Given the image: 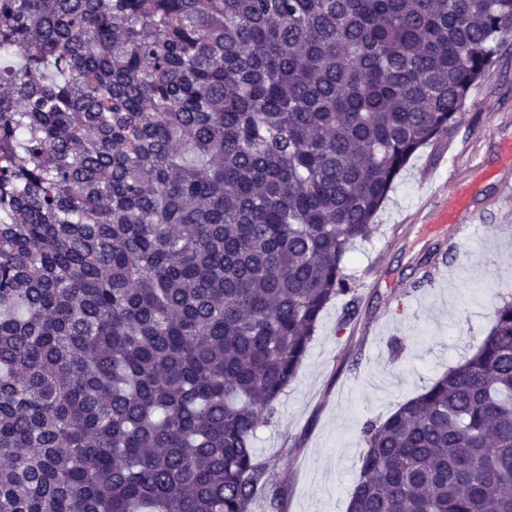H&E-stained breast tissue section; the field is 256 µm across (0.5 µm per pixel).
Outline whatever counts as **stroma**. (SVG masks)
<instances>
[{
	"mask_svg": "<svg viewBox=\"0 0 512 512\" xmlns=\"http://www.w3.org/2000/svg\"><path fill=\"white\" fill-rule=\"evenodd\" d=\"M457 128L420 148L376 215V231L356 242L345 268L358 310L332 300L321 314L296 379L278 413L257 431L254 450L268 463L250 512H346L365 446L362 427L382 420L468 357L512 298V63L473 87ZM471 186L476 224L427 232L450 177ZM456 252L455 261L443 260ZM431 279L424 287L416 281Z\"/></svg>",
	"mask_w": 512,
	"mask_h": 512,
	"instance_id": "35a3bbf8",
	"label": "stroma"
}]
</instances>
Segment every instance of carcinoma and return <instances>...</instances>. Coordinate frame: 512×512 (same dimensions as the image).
Returning <instances> with one entry per match:
<instances>
[{
  "instance_id": "cac0c4a2",
  "label": "carcinoma",
  "mask_w": 512,
  "mask_h": 512,
  "mask_svg": "<svg viewBox=\"0 0 512 512\" xmlns=\"http://www.w3.org/2000/svg\"><path fill=\"white\" fill-rule=\"evenodd\" d=\"M0 512H249L346 255L512 0H0ZM347 512H512V300Z\"/></svg>"
}]
</instances>
